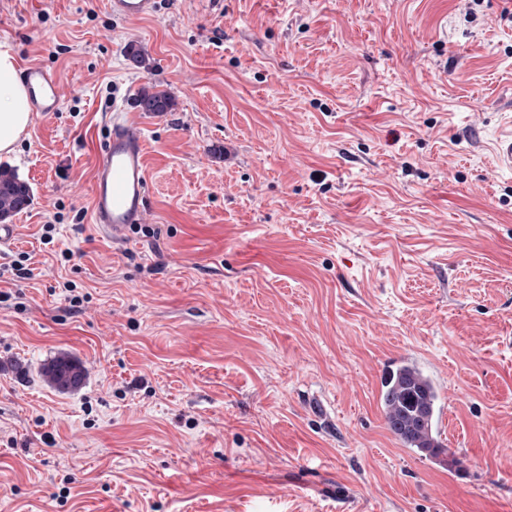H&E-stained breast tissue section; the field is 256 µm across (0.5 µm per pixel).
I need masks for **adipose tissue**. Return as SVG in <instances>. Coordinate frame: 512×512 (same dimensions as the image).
Returning <instances> with one entry per match:
<instances>
[{
	"label": "adipose tissue",
	"instance_id": "ef3b65f1",
	"mask_svg": "<svg viewBox=\"0 0 512 512\" xmlns=\"http://www.w3.org/2000/svg\"><path fill=\"white\" fill-rule=\"evenodd\" d=\"M31 122L25 91L18 78L16 58L0 47V153H11Z\"/></svg>",
	"mask_w": 512,
	"mask_h": 512
}]
</instances>
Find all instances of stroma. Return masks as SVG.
I'll use <instances>...</instances> for the list:
<instances>
[{"mask_svg": "<svg viewBox=\"0 0 512 512\" xmlns=\"http://www.w3.org/2000/svg\"><path fill=\"white\" fill-rule=\"evenodd\" d=\"M503 7L0 0V44L66 92L0 153L33 192L0 253L31 269L0 280V512H336L343 487L353 512H512ZM131 86L177 107L139 115L154 233L115 244L88 213ZM403 352L443 393L448 466L386 425ZM62 356L78 388L46 377ZM112 18L130 22L155 17L161 8V0H108Z\"/></svg>", "mask_w": 512, "mask_h": 512, "instance_id": "obj_1", "label": "stroma"}]
</instances>
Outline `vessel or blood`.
Wrapping results in <instances>:
<instances>
[{"label":"vessel or blood","instance_id":"1","mask_svg":"<svg viewBox=\"0 0 512 512\" xmlns=\"http://www.w3.org/2000/svg\"><path fill=\"white\" fill-rule=\"evenodd\" d=\"M114 19L124 22L155 17L161 0H108ZM31 112L60 111L64 89L56 73L33 63L20 71ZM101 157L92 176L91 221L112 241L122 242L132 225L144 223L150 181L146 147L139 123L131 113L113 109L104 119Z\"/></svg>","mask_w":512,"mask_h":512}]
</instances>
